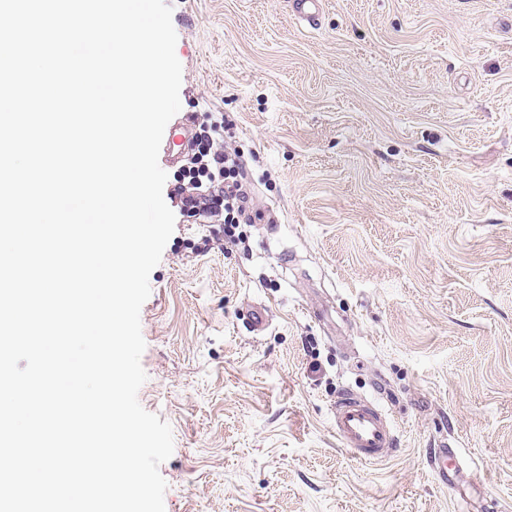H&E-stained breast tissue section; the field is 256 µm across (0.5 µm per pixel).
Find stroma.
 Instances as JSON below:
<instances>
[{
  "mask_svg": "<svg viewBox=\"0 0 512 512\" xmlns=\"http://www.w3.org/2000/svg\"><path fill=\"white\" fill-rule=\"evenodd\" d=\"M164 2L168 127L227 115L253 198L244 243L176 220L150 275L165 512H512V0H324L313 31L288 0ZM345 389L389 412L386 459L339 445Z\"/></svg>",
  "mask_w": 512,
  "mask_h": 512,
  "instance_id": "35a3bbf8",
  "label": "stroma"
}]
</instances>
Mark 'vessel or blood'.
<instances>
[{
	"mask_svg": "<svg viewBox=\"0 0 512 512\" xmlns=\"http://www.w3.org/2000/svg\"><path fill=\"white\" fill-rule=\"evenodd\" d=\"M289 4L300 26L317 29L322 0H289ZM333 428L342 447L365 462L386 458L397 443L393 422L377 400L348 389L336 396Z\"/></svg>",
	"mask_w": 512,
	"mask_h": 512,
	"instance_id": "obj_1",
	"label": "vessel or blood"
}]
</instances>
